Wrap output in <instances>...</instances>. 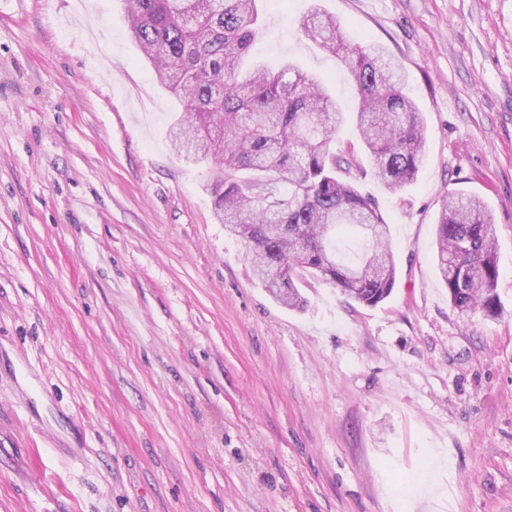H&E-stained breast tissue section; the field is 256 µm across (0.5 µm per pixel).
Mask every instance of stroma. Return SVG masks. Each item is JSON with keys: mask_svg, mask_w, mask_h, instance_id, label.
<instances>
[{"mask_svg": "<svg viewBox=\"0 0 512 512\" xmlns=\"http://www.w3.org/2000/svg\"><path fill=\"white\" fill-rule=\"evenodd\" d=\"M397 59L426 158L379 193L370 307L271 298L168 138L121 0L0 13V512H512V0H264L255 53L357 93L313 2ZM490 211L502 313L433 256L448 189Z\"/></svg>", "mask_w": 512, "mask_h": 512, "instance_id": "1", "label": "stroma"}]
</instances>
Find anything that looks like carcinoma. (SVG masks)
I'll list each match as a JSON object with an SVG mask.
<instances>
[{
	"label": "carcinoma",
	"instance_id": "1",
	"mask_svg": "<svg viewBox=\"0 0 512 512\" xmlns=\"http://www.w3.org/2000/svg\"><path fill=\"white\" fill-rule=\"evenodd\" d=\"M131 36L179 112L169 136L186 162L212 166L214 210L245 245V259L279 304L299 309L297 283L334 285L376 306L395 286L385 193L410 184L423 164L427 130L406 93L400 65L375 44L348 41L315 4L301 34L343 62L358 103L345 111L324 80L288 60L241 73L257 33L259 0H124ZM353 123L357 143H335ZM435 264L462 315L500 312L492 216L476 196L451 189L436 224Z\"/></svg>",
	"mask_w": 512,
	"mask_h": 512
}]
</instances>
